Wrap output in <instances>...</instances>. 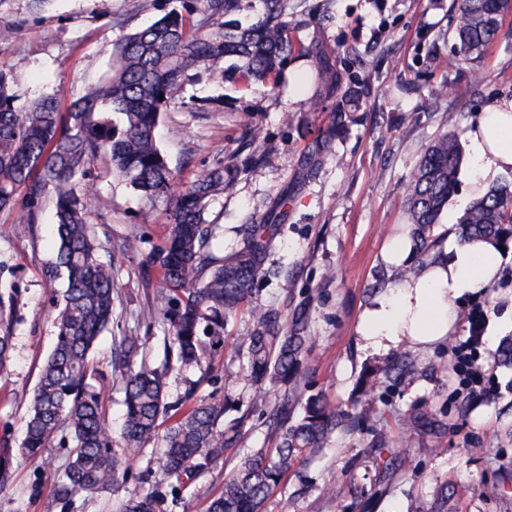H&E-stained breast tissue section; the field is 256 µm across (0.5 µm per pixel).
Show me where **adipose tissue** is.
Returning a JSON list of instances; mask_svg holds the SVG:
<instances>
[{
    "label": "adipose tissue",
    "instance_id": "adipose-tissue-1",
    "mask_svg": "<svg viewBox=\"0 0 512 512\" xmlns=\"http://www.w3.org/2000/svg\"><path fill=\"white\" fill-rule=\"evenodd\" d=\"M474 186L488 175L512 170V101L488 103L469 131ZM448 260L390 285L358 325L363 347L391 351L428 346L454 331L459 300L487 293L503 277L501 250L487 242L449 237Z\"/></svg>",
    "mask_w": 512,
    "mask_h": 512
}]
</instances>
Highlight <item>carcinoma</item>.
Here are the masks:
<instances>
[{
  "label": "carcinoma",
  "instance_id": "carcinoma-1",
  "mask_svg": "<svg viewBox=\"0 0 512 512\" xmlns=\"http://www.w3.org/2000/svg\"><path fill=\"white\" fill-rule=\"evenodd\" d=\"M185 14L171 9L152 23L136 28L112 50V70L98 84L60 111L51 95L16 105L14 79L0 70V210L17 205L26 210V226L37 223L46 203L55 210L54 261L45 278L65 281L56 317V343L44 362L29 399L22 451L40 456L63 430L75 443L65 472L62 498L74 492L100 494L117 488L125 477L112 452V437L101 409L100 394L89 383L90 355L99 337L112 324L115 271L102 261V245L88 216L107 202L99 195L104 175L126 181L148 201H172L165 244L150 251L143 266L162 273L157 306L146 318L167 327L164 363L133 366L144 348L134 334L113 340L112 379L124 393V453L135 455L155 442L163 443L160 479L144 496L122 504L121 512H163L167 496L176 495L186 480L237 450L236 463L224 479L221 493L207 512H266L270 495L286 487L289 476L314 461L338 433L371 435L363 458L378 473L370 488L351 485L348 492L357 512H372L389 482L411 467L409 451L396 452L392 440L377 428L379 417L363 407L338 409L309 382L305 361L311 337L304 335V316L288 319V308L258 305V284L277 274L270 257L281 235L288 189L280 191L260 224L241 225V238L229 254H219L213 241L219 225L207 222L209 200L230 189L239 174L266 159L255 149L239 162L231 158L203 170L191 186L176 189L155 131L161 113L182 99L189 72L226 58L240 64L221 76L246 85L275 84L280 65L295 53L314 54L313 48L290 35L289 0H262L264 9L254 22L237 16L252 8L251 0H195ZM454 37L460 56L481 62L498 39L504 20L499 0H455ZM321 72L331 73L336 90L331 110L317 96L309 103L315 116L326 114L323 127L304 153L302 175L316 174L336 135L353 122L360 83L316 55ZM122 115L112 122L109 113ZM463 156L456 135H436L420 156L406 189L403 208L406 230L419 265L437 264L447 257L438 221L455 192ZM463 242L512 241V183L504 181L474 199L458 221ZM0 298V371L10 360L11 337L3 322ZM245 314L246 335L238 338L232 361L239 362L243 380L256 387L250 408L239 416L229 395L210 396L182 411L192 398L170 401L165 392L166 371L174 360L200 364L212 346L221 342L228 322ZM405 351L388 363L363 371L356 383L362 395L386 380L394 387L414 374ZM279 393L271 403L263 388ZM257 415L267 427L274 447L244 448L247 421ZM446 405L424 401L399 420L401 437L439 435L448 431Z\"/></svg>",
  "mask_w": 512,
  "mask_h": 512
}]
</instances>
